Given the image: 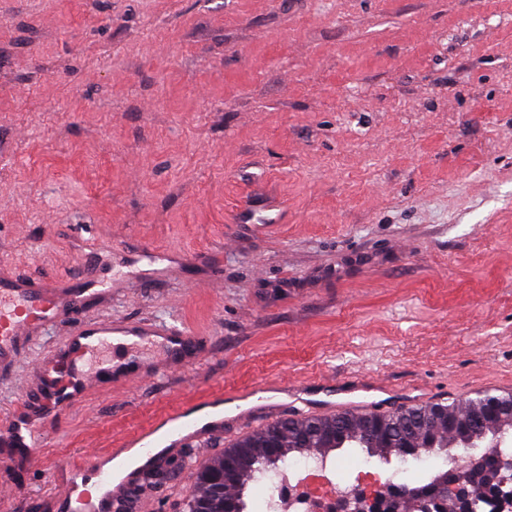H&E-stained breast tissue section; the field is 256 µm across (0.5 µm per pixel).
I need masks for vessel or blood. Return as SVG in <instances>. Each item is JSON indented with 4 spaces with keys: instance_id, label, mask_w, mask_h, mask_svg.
<instances>
[{
    "instance_id": "vessel-or-blood-1",
    "label": "vessel or blood",
    "mask_w": 512,
    "mask_h": 512,
    "mask_svg": "<svg viewBox=\"0 0 512 512\" xmlns=\"http://www.w3.org/2000/svg\"><path fill=\"white\" fill-rule=\"evenodd\" d=\"M287 210L288 203L281 197L250 194L238 200L232 221L280 224ZM111 283L112 265L108 262L82 280L36 281L0 275V370L13 362L22 344L55 325L62 311L81 318L39 362L35 386L19 409L0 422V446L34 447L36 435L62 412L81 404L92 388L147 376V369L136 357L144 348L161 346L171 358L199 356L196 334L172 324L85 319V312L98 305ZM398 397L420 405L428 401L429 390L420 385L398 389L354 379L345 386L325 384L316 391L305 383L272 380L249 389L226 391L211 404H237L240 411L235 420L242 424L285 409L304 417L376 414ZM196 411L193 405L180 406L159 419V426L169 429L162 443L164 452L204 446L213 435L223 432V415L200 425L194 419ZM151 435L148 429L136 431L108 452L82 453L73 457L69 466L54 470L50 475L54 491L43 500V512H154L153 506L133 497L132 492L157 468L161 454L148 452L143 463L126 470L121 483H114L112 477L113 460L130 449L145 448Z\"/></svg>"
}]
</instances>
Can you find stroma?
I'll return each instance as SVG.
<instances>
[{"label": "stroma", "mask_w": 512, "mask_h": 512, "mask_svg": "<svg viewBox=\"0 0 512 512\" xmlns=\"http://www.w3.org/2000/svg\"><path fill=\"white\" fill-rule=\"evenodd\" d=\"M254 190L287 223H232ZM106 259L89 317L186 325L203 356L0 448V512L217 391L361 373L461 406L512 378V0H0V273ZM66 331L0 372V420ZM195 481L172 471L156 512Z\"/></svg>", "instance_id": "35a3bbf8"}]
</instances>
